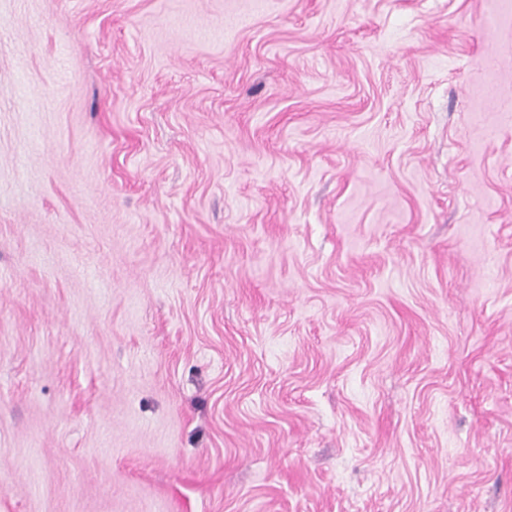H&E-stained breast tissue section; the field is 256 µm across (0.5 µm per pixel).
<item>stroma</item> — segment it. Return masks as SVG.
I'll return each mask as SVG.
<instances>
[{
	"label": "stroma",
	"instance_id": "stroma-1",
	"mask_svg": "<svg viewBox=\"0 0 512 512\" xmlns=\"http://www.w3.org/2000/svg\"><path fill=\"white\" fill-rule=\"evenodd\" d=\"M0 512H512V0H0Z\"/></svg>",
	"mask_w": 512,
	"mask_h": 512
}]
</instances>
